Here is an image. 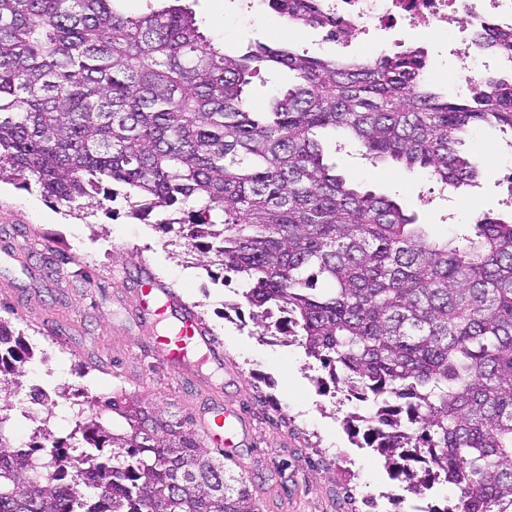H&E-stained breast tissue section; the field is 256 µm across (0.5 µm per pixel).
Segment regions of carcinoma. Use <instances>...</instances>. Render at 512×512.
Instances as JSON below:
<instances>
[{
    "label": "carcinoma",
    "instance_id": "obj_1",
    "mask_svg": "<svg viewBox=\"0 0 512 512\" xmlns=\"http://www.w3.org/2000/svg\"><path fill=\"white\" fill-rule=\"evenodd\" d=\"M125 0H0V180L33 177L58 203L123 194L133 211L173 209L190 246L249 288L262 322L333 378L367 391L377 447L430 448L457 489L442 512H512V219L484 213L435 237L396 200L324 162L318 131L340 128L366 156L471 186L461 134L512 129V74L470 81L455 101L427 54L374 60L257 44L215 46L177 6L128 15ZM288 22L327 28L318 0H268ZM479 51L512 54V29L484 25ZM286 68L265 106L249 89ZM34 357L0 320V386ZM27 449L0 406V512H259L185 419L130 395L100 396L64 437L40 387Z\"/></svg>",
    "mask_w": 512,
    "mask_h": 512
}]
</instances>
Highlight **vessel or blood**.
Wrapping results in <instances>:
<instances>
[{
	"label": "vessel or blood",
	"mask_w": 512,
	"mask_h": 512,
	"mask_svg": "<svg viewBox=\"0 0 512 512\" xmlns=\"http://www.w3.org/2000/svg\"><path fill=\"white\" fill-rule=\"evenodd\" d=\"M135 316L148 329L149 349L154 358L173 373L189 369V349H205L208 356L221 357L220 342L211 336L198 312L150 274H142L133 306ZM243 433L242 415L224 416V429L215 438L227 448L237 447Z\"/></svg>",
	"instance_id": "vessel-or-blood-1"
}]
</instances>
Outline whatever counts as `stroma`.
<instances>
[{
    "label": "stroma",
    "instance_id": "obj_1",
    "mask_svg": "<svg viewBox=\"0 0 512 512\" xmlns=\"http://www.w3.org/2000/svg\"><path fill=\"white\" fill-rule=\"evenodd\" d=\"M203 31L241 54L257 42L287 43L332 55L325 29L294 27L265 0H185ZM428 73L449 98L459 93L447 76L470 70L469 58L431 51ZM343 133L324 136V154L339 174L363 188L397 199L419 223L452 234L482 213L512 215L499 188L512 156L493 157L502 130L482 126L464 136V152L481 171L480 185L457 190L461 206L441 201V184L389 161H370L358 144L335 149ZM165 214L133 212L123 198H82L60 204L36 185L0 183V319L23 333L35 357L26 365L25 388L65 385L78 399L59 400L50 420L66 435L93 396L126 392L158 404L166 416L188 419L203 433L225 408L241 406L245 435L224 464L243 475L260 512H417L451 504L456 488L436 481L420 493L395 477L367 433L368 403L307 357L282 333L252 319L244 283L221 267L205 268L200 255L163 226ZM174 289L193 306L224 357L208 360L197 375H174L151 356L146 333L132 314L140 269Z\"/></svg>",
    "mask_w": 512,
    "mask_h": 512
}]
</instances>
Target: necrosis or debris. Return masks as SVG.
I'll return each mask as SVG.
<instances>
[{
    "mask_svg": "<svg viewBox=\"0 0 512 512\" xmlns=\"http://www.w3.org/2000/svg\"><path fill=\"white\" fill-rule=\"evenodd\" d=\"M325 11L336 16L355 35L378 45L390 36L422 38L433 48L448 45L451 25L476 26L495 20L512 28V0H320Z\"/></svg>",
    "mask_w": 512,
    "mask_h": 512,
    "instance_id": "obj_1",
    "label": "necrosis or debris"
}]
</instances>
